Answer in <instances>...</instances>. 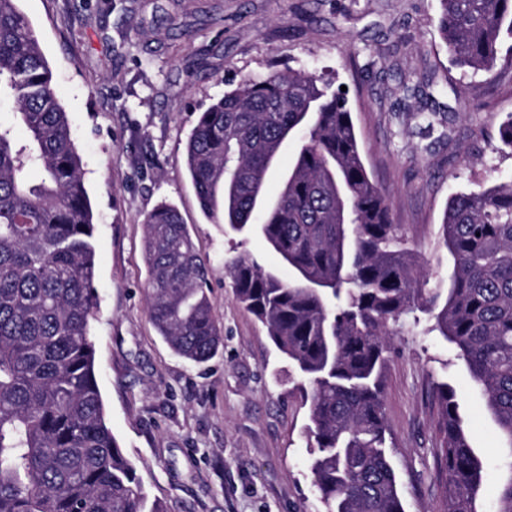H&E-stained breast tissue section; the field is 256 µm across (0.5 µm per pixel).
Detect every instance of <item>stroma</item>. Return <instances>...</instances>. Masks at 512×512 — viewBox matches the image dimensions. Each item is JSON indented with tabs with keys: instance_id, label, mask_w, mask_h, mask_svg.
I'll return each mask as SVG.
<instances>
[{
	"instance_id": "1",
	"label": "stroma",
	"mask_w": 512,
	"mask_h": 512,
	"mask_svg": "<svg viewBox=\"0 0 512 512\" xmlns=\"http://www.w3.org/2000/svg\"><path fill=\"white\" fill-rule=\"evenodd\" d=\"M69 114L94 215L90 318L107 422L166 512H324L309 470L307 408L289 369L234 297L225 263L244 254L291 272L257 233L202 212L185 164L200 112L243 81L303 70L345 89L365 166L394 223L444 288L449 197L512 178L500 124L512 65L455 66L436 30L439 0H19ZM435 111L447 137L419 130ZM176 207L208 261L224 346L203 364L176 355L148 313L144 218ZM383 375L385 417L406 512H441L432 386L447 382L487 461L493 503L504 455L465 362L437 333L399 328Z\"/></svg>"
}]
</instances>
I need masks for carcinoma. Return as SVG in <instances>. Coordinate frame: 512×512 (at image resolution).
<instances>
[{"label":"carcinoma","mask_w":512,"mask_h":512,"mask_svg":"<svg viewBox=\"0 0 512 512\" xmlns=\"http://www.w3.org/2000/svg\"><path fill=\"white\" fill-rule=\"evenodd\" d=\"M19 0H0V512H166L148 501L105 419L89 317L97 304L94 222L71 123ZM436 27L457 65L495 72L512 0H439ZM298 149L272 205L269 158ZM204 213L258 229L294 274L228 262L236 300L267 330L308 403L309 468L325 512H405L387 445L382 370L393 326L419 310L455 345L509 453L494 512H512V181L448 201L450 287L428 289L385 192L369 176L347 99L304 72L248 79L201 113L186 144ZM43 171L41 181L28 170ZM260 219L254 227L252 222ZM148 309L197 363L224 339L207 262L178 210L145 220ZM445 512L479 507L484 464L455 391L435 386Z\"/></svg>","instance_id":"1"}]
</instances>
